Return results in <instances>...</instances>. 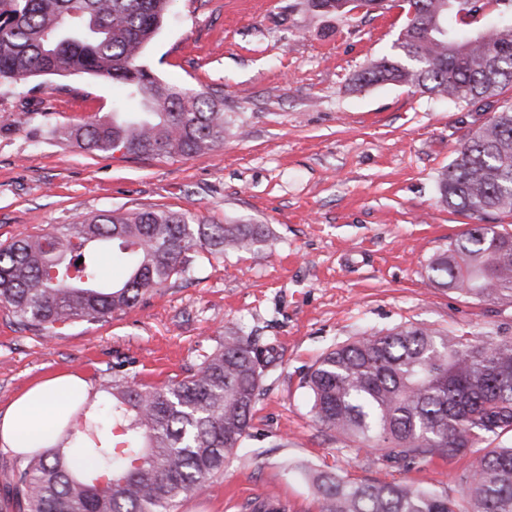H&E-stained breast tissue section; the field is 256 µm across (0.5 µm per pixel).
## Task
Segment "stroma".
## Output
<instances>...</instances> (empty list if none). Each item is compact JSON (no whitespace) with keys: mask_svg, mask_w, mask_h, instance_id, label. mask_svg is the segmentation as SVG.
Listing matches in <instances>:
<instances>
[{"mask_svg":"<svg viewBox=\"0 0 512 512\" xmlns=\"http://www.w3.org/2000/svg\"><path fill=\"white\" fill-rule=\"evenodd\" d=\"M400 9L344 21L302 0H173L141 62L164 82L224 102L223 143L190 158L95 153L66 127L134 112L112 81L50 76L0 82V242L47 225L164 207L204 224H262L260 253L194 254L191 280L168 283L122 315L46 337L0 307V415L35 381L70 372L100 399L112 366L142 384L197 369L227 330L274 358L262 375L251 436L214 484L176 512H242L254 499L317 512L299 466L366 482H420L458 494L466 460L403 466L322 429L304 376L327 352L399 325L512 337V305L437 287L431 257L473 219L438 201L437 174L489 113L407 85L353 90L391 53Z\"/></svg>","mask_w":512,"mask_h":512,"instance_id":"stroma-1","label":"stroma"}]
</instances>
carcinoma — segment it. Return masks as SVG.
Here are the masks:
<instances>
[{"instance_id": "cac0c4a2", "label": "carcinoma", "mask_w": 512, "mask_h": 512, "mask_svg": "<svg viewBox=\"0 0 512 512\" xmlns=\"http://www.w3.org/2000/svg\"><path fill=\"white\" fill-rule=\"evenodd\" d=\"M172 0H0V81L86 74L124 87L144 112L102 115L64 133L86 151L192 157L224 140L223 102L163 83L140 58ZM320 15L398 7L394 52L373 60L354 89L404 84L479 108L512 86V0H305ZM440 203L477 221L436 253L429 279L476 299L512 303V105L455 151L438 178ZM268 241L260 224H195L184 213H102L0 244V307L38 332L125 313L172 280L192 276L190 251L222 256ZM110 249L126 278L100 275ZM271 361L224 333L196 371L162 386L112 367L95 408L75 400L60 441L22 456L4 474L12 512H173L224 472L242 447ZM310 412L325 429L414 464L470 460L460 496L416 483H358L311 471L318 512H512V338H471L426 326L361 336L307 373ZM246 512H288L249 501Z\"/></svg>"}]
</instances>
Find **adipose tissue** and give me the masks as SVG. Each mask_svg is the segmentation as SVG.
<instances>
[{
  "label": "adipose tissue",
  "instance_id": "obj_1",
  "mask_svg": "<svg viewBox=\"0 0 512 512\" xmlns=\"http://www.w3.org/2000/svg\"><path fill=\"white\" fill-rule=\"evenodd\" d=\"M87 385L75 374L44 379L17 397L0 416V443L15 451L46 449L57 436V423Z\"/></svg>",
  "mask_w": 512,
  "mask_h": 512
}]
</instances>
